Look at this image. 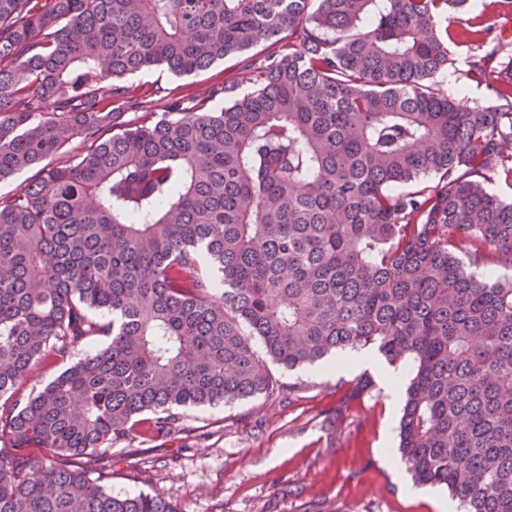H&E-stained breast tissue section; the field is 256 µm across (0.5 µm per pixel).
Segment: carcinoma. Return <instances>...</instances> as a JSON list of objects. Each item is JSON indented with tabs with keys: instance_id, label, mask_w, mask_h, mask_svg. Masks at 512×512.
<instances>
[{
	"instance_id": "obj_1",
	"label": "carcinoma",
	"mask_w": 512,
	"mask_h": 512,
	"mask_svg": "<svg viewBox=\"0 0 512 512\" xmlns=\"http://www.w3.org/2000/svg\"><path fill=\"white\" fill-rule=\"evenodd\" d=\"M465 4L0 0V178L41 172L0 196V512H178L112 494L99 449L273 394L270 361L367 347L413 361L399 452L414 482L512 512V280L475 274L512 267V202L489 189L512 177V98L468 108L436 86L439 19ZM267 41L279 52L224 105L104 137L105 103L140 107L128 76ZM77 137L83 154L44 164ZM105 343L106 338L94 337L88 342L79 344L77 347H75L71 360L66 364H60L58 362L47 363L44 369L38 372L37 375L32 378V380H30L21 388V393L29 394L32 391L34 392L40 390L46 384L51 382L56 376H58L68 363L82 358L86 350L92 347H101L105 345Z\"/></svg>"
}]
</instances>
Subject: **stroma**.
<instances>
[{"instance_id": "1", "label": "stroma", "mask_w": 512, "mask_h": 512, "mask_svg": "<svg viewBox=\"0 0 512 512\" xmlns=\"http://www.w3.org/2000/svg\"><path fill=\"white\" fill-rule=\"evenodd\" d=\"M450 29L446 86L469 106L485 104L496 96L494 73L512 60V0H469ZM275 50L266 42L186 76L136 73L129 82L142 106L124 109L118 122L141 123L174 100L189 107L208 99ZM476 60L489 78L471 74ZM270 370L283 385L272 396L185 408L181 432L113 441L102 451L112 493L158 494L179 512H435L431 498L445 490L414 484L396 452L403 403L383 386L384 375L407 376L408 364Z\"/></svg>"}]
</instances>
